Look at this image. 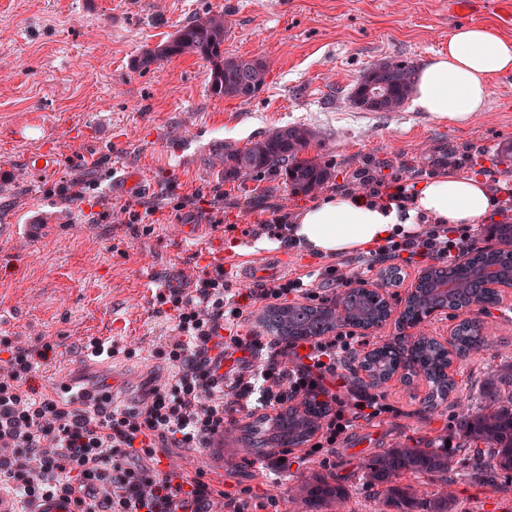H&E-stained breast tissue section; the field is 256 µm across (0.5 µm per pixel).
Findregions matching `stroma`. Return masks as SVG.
Instances as JSON below:
<instances>
[{"mask_svg":"<svg viewBox=\"0 0 512 512\" xmlns=\"http://www.w3.org/2000/svg\"><path fill=\"white\" fill-rule=\"evenodd\" d=\"M0 0V339L47 341L54 352L35 371L34 395L51 394L60 370L80 387L113 386L117 406L143 405L173 367L158 350L175 333L173 312L156 295L191 294L217 263V248L255 261L250 250L271 213L285 216L324 201L356 171L391 177L439 170L449 151L478 154L497 178L512 176V74L493 78L484 111L461 126L412 107L364 112L350 93L371 64L403 59L417 66L448 51L460 24H488L512 37V0ZM223 11L224 54L263 59L264 88L252 99L213 95L208 64L184 55L135 68L196 14ZM302 125L313 139L306 158L332 176L312 195L287 191L279 174L228 179L217 155L269 130ZM53 142V169L26 162ZM137 175L140 189L127 187ZM98 180L95 198L68 200L60 184ZM224 200L212 201L213 188ZM189 205H182V198ZM153 207L150 223L130 224L126 209ZM196 227L187 239L183 227ZM488 350L454 361L456 391L477 399L483 381L512 360V293L490 308ZM125 323L114 360L83 356L90 341ZM379 393L391 414L360 423L333 448L310 459L288 451L278 481L258 475L241 452L242 412L227 416L224 488L240 512H305L301 487L319 477L348 493L344 512H397L383 487L365 477L369 458L400 446H447L455 460L447 481L413 480L412 512L445 489L454 512H512V476L475 470L464 450L452 403L425 406L423 378L391 380Z\"/></svg>","mask_w":512,"mask_h":512,"instance_id":"obj_1","label":"stroma"}]
</instances>
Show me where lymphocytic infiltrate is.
Listing matches in <instances>:
<instances>
[{
  "label": "lymphocytic infiltrate",
  "mask_w": 512,
  "mask_h": 512,
  "mask_svg": "<svg viewBox=\"0 0 512 512\" xmlns=\"http://www.w3.org/2000/svg\"><path fill=\"white\" fill-rule=\"evenodd\" d=\"M355 178L370 198L385 203L408 202L416 193L410 175L385 182L361 170ZM479 235L470 225L433 224L416 235L386 239L350 275L330 264L302 277L270 280L245 294L218 265L190 296L175 289L158 293L160 303L171 305L177 330L159 354L175 372L136 412L113 408L106 391L85 408L30 397L22 386L52 346H11L0 365V477L29 500L74 497L78 512H224L223 480L204 469L191 477L161 472L160 457L175 448L220 447L224 420L234 410L252 415L298 398L315 399L327 408L322 448L335 447L358 420L390 410L383 396L346 373L353 335L338 332L284 344L258 331L244 333L247 305L290 296L322 299L323 284L365 281L381 260L455 263L475 248ZM237 355L256 360V368L224 371L225 360Z\"/></svg>",
  "instance_id": "1"
}]
</instances>
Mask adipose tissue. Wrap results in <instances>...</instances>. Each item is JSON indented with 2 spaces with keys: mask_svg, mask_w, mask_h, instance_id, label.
Here are the masks:
<instances>
[{
  "mask_svg": "<svg viewBox=\"0 0 512 512\" xmlns=\"http://www.w3.org/2000/svg\"><path fill=\"white\" fill-rule=\"evenodd\" d=\"M512 74V37L487 25L455 28L448 52L415 74L413 105L437 118L467 124L483 111L492 77ZM483 179L452 167L421 182L412 204L384 205L362 195L336 193L300 208L291 224L298 246L318 257L363 252L392 235L419 231L424 220L477 224L493 208Z\"/></svg>",
  "mask_w": 512,
  "mask_h": 512,
  "instance_id": "obj_1",
  "label": "adipose tissue"
}]
</instances>
